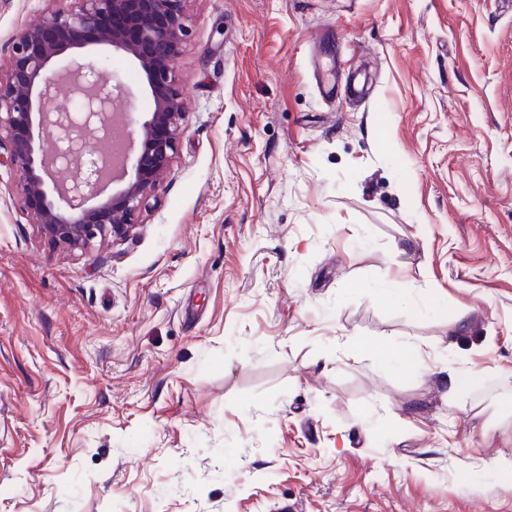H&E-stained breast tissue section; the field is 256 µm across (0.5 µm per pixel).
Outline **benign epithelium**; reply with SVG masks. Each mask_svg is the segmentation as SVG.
<instances>
[{"mask_svg":"<svg viewBox=\"0 0 512 512\" xmlns=\"http://www.w3.org/2000/svg\"><path fill=\"white\" fill-rule=\"evenodd\" d=\"M15 35L7 74L0 76V148L18 175L24 204L53 245L84 252L97 241L126 239L149 192L177 151L185 99L171 66L189 30L186 0H77ZM110 46L143 72L152 107L128 140L120 170L101 144L112 132V100L121 84L101 80L97 65L77 58ZM79 102L53 106L61 72Z\"/></svg>","mask_w":512,"mask_h":512,"instance_id":"1","label":"benign epithelium"}]
</instances>
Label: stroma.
Wrapping results in <instances>:
<instances>
[{"label":"stroma","instance_id":"1","mask_svg":"<svg viewBox=\"0 0 512 512\" xmlns=\"http://www.w3.org/2000/svg\"><path fill=\"white\" fill-rule=\"evenodd\" d=\"M54 7L0 0L1 73ZM185 14L127 240L51 245L0 164V512H512V0ZM85 54L128 133L138 65ZM337 62L366 97L323 94Z\"/></svg>","mask_w":512,"mask_h":512}]
</instances>
